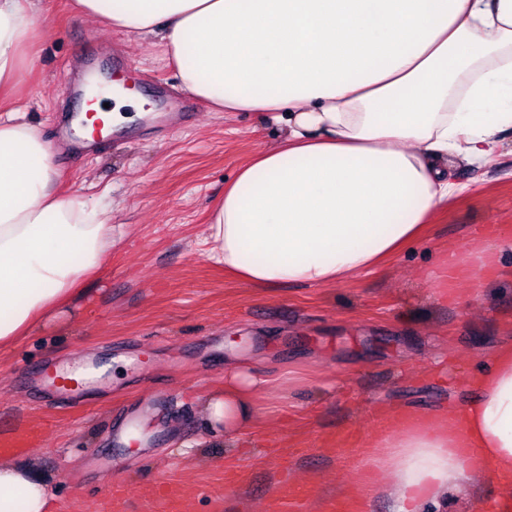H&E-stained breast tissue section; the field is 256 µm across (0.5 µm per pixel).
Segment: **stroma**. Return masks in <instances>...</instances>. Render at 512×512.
<instances>
[{
    "label": "stroma",
    "instance_id": "obj_1",
    "mask_svg": "<svg viewBox=\"0 0 512 512\" xmlns=\"http://www.w3.org/2000/svg\"><path fill=\"white\" fill-rule=\"evenodd\" d=\"M35 50L9 107L54 150L58 190L103 210L115 244L80 298L0 349V435L26 436L8 463L45 478L56 512H102L115 483L128 488L127 512H165L172 489L181 512H327L345 498L392 512L366 487L379 430L461 407L467 378L512 342V279L476 295L460 282L461 302L447 304L421 276L441 253L512 227V128L488 163H451L457 192L427 239L386 265L330 288H255L207 261L205 226L278 127L259 112L210 111L180 88L158 39L86 18L72 0H43ZM89 70L100 82L129 76L146 106L81 152L58 133ZM234 361L272 382L257 425L228 448L203 406ZM74 363L100 371L66 400L42 370Z\"/></svg>",
    "mask_w": 512,
    "mask_h": 512
}]
</instances>
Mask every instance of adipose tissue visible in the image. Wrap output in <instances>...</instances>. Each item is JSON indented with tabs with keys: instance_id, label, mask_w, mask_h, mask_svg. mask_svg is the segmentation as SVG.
<instances>
[{
	"instance_id": "obj_1",
	"label": "adipose tissue",
	"mask_w": 512,
	"mask_h": 512,
	"mask_svg": "<svg viewBox=\"0 0 512 512\" xmlns=\"http://www.w3.org/2000/svg\"><path fill=\"white\" fill-rule=\"evenodd\" d=\"M85 16L158 36L182 88L216 112L284 127L242 165L207 226L209 261L252 286H336L419 241L451 196L449 158L490 159L512 126V0H76ZM31 0H0V97L38 58ZM102 210L56 187L50 144L0 117V349L60 311L105 263ZM512 233L458 247L423 269L437 300L457 284L512 277ZM267 379L224 369L206 405L237 446ZM463 407L411 417L376 439L366 467L393 512H446L472 480L467 449L512 474V345L467 380ZM42 480L0 464V512H52Z\"/></svg>"
}]
</instances>
